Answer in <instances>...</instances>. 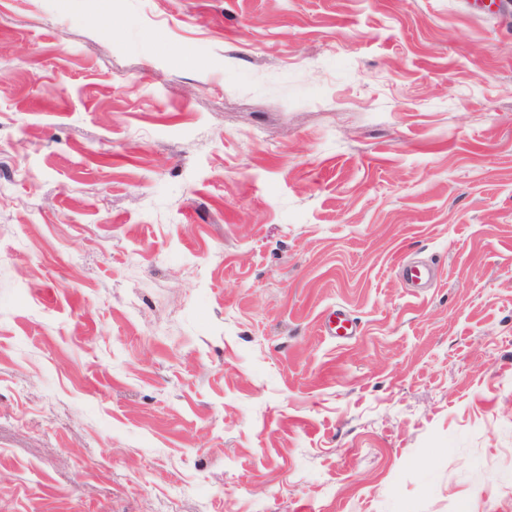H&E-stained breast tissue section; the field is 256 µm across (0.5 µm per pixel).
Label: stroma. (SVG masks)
<instances>
[{
	"label": "stroma",
	"mask_w": 512,
	"mask_h": 512,
	"mask_svg": "<svg viewBox=\"0 0 512 512\" xmlns=\"http://www.w3.org/2000/svg\"><path fill=\"white\" fill-rule=\"evenodd\" d=\"M0 512H512V0H0ZM326 332L329 336L336 338H348L356 331V326L343 311L336 310L325 323Z\"/></svg>",
	"instance_id": "35a3bbf8"
}]
</instances>
